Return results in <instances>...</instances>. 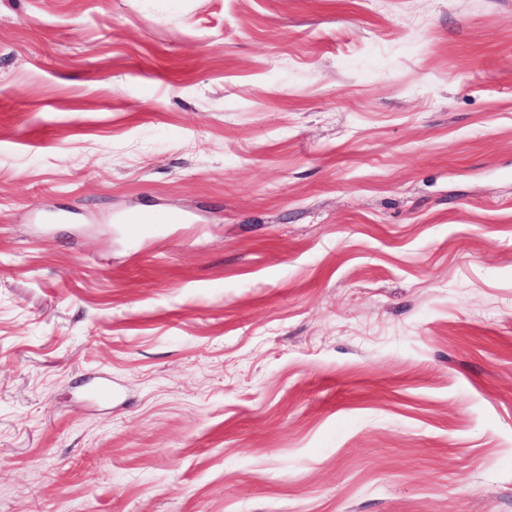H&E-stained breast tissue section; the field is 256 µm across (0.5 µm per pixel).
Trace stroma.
Here are the masks:
<instances>
[{"label": "stroma", "instance_id": "1", "mask_svg": "<svg viewBox=\"0 0 512 512\" xmlns=\"http://www.w3.org/2000/svg\"><path fill=\"white\" fill-rule=\"evenodd\" d=\"M0 512H512V0H0Z\"/></svg>", "mask_w": 512, "mask_h": 512}]
</instances>
